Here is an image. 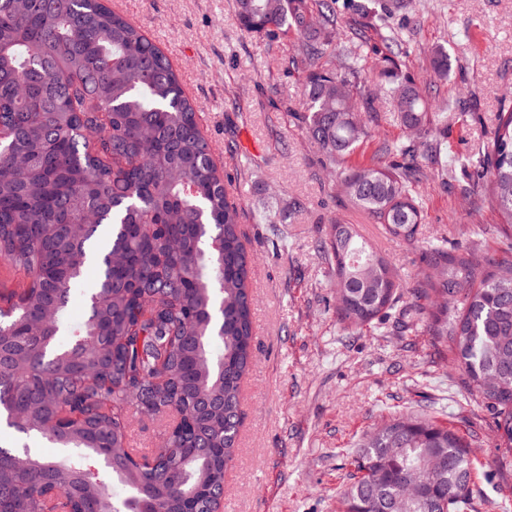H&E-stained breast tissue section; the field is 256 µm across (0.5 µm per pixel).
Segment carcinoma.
<instances>
[{
	"instance_id": "cac0c4a2",
	"label": "carcinoma",
	"mask_w": 512,
	"mask_h": 512,
	"mask_svg": "<svg viewBox=\"0 0 512 512\" xmlns=\"http://www.w3.org/2000/svg\"><path fill=\"white\" fill-rule=\"evenodd\" d=\"M338 0H235L247 33L294 35L302 74L296 113L342 196L385 233L419 242L417 184L423 161L443 153L439 105L403 72L394 46L369 47L363 32L342 43ZM406 9L407 0H346ZM405 137L364 166L345 160L371 136L374 88ZM0 259L24 273L0 301V331L14 339L0 364V396L35 406L21 429L79 453L36 459L23 481L0 475V512H31L56 489L76 512H133L149 497L162 512H210L238 446L241 385L253 363L250 256L238 207L201 136L194 104L161 49L106 0H0ZM485 201L512 227V109L498 115L488 155L471 162ZM318 248L335 275L336 312L362 330L389 317L406 330L427 321L449 344L472 395L495 411L498 463L512 465V259L471 247L426 250L433 271L421 305L403 307L397 269L358 225L330 221ZM96 285L88 316L64 326L87 267ZM83 415L62 428L60 406ZM181 418L154 450L150 473L135 464L128 414ZM106 444L112 479L92 470ZM193 448H209L205 456ZM343 512H469V446L430 416L396 415L351 456ZM128 489L116 499L113 483Z\"/></svg>"
}]
</instances>
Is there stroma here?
I'll return each instance as SVG.
<instances>
[{
  "label": "stroma",
  "instance_id": "stroma-1",
  "mask_svg": "<svg viewBox=\"0 0 512 512\" xmlns=\"http://www.w3.org/2000/svg\"><path fill=\"white\" fill-rule=\"evenodd\" d=\"M154 39L199 112L254 255L255 362L243 383L238 448L224 477L222 512H337L347 459L365 435L399 413L453 426L474 463L475 512H512V467L497 464L495 419L469 394L449 347L425 326L385 322L348 328L336 314L333 269L318 251L330 218L359 225L388 257L417 301L424 247L475 245L500 251L501 217L480 185L460 175L454 190L437 177L417 187L419 246L389 237L340 195L323 157L293 121L302 84L285 72L292 36L243 32L234 0H109ZM387 24L398 35L402 69L447 102L448 151L473 160L491 144L502 109L512 108V0H415ZM451 68L439 80L435 49ZM403 135L390 104L377 102L373 135L345 161L366 164Z\"/></svg>",
  "mask_w": 512,
  "mask_h": 512
}]
</instances>
